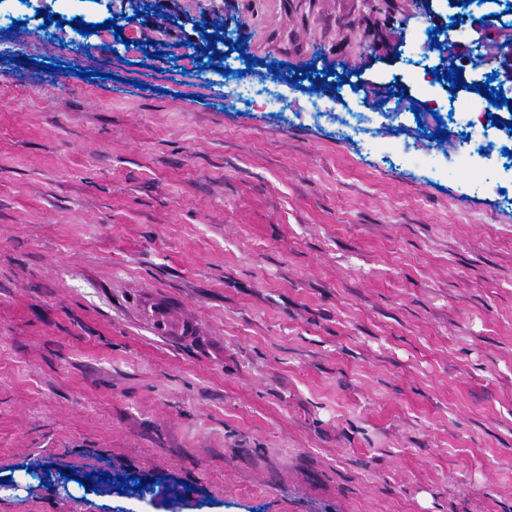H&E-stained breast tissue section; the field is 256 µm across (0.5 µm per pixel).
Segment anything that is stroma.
Listing matches in <instances>:
<instances>
[{"label": "stroma", "mask_w": 512, "mask_h": 512, "mask_svg": "<svg viewBox=\"0 0 512 512\" xmlns=\"http://www.w3.org/2000/svg\"><path fill=\"white\" fill-rule=\"evenodd\" d=\"M427 5L29 0L27 40L0 18V512H512V171L472 182L396 95L446 66ZM110 19L136 42L77 76V22ZM229 66L373 129L225 104ZM311 112L318 113L320 118L334 122L341 133L353 132L354 134L365 133V129L372 120L366 111L359 109H350L345 111H336L334 108L319 104L318 101L312 104Z\"/></svg>", "instance_id": "35a3bbf8"}]
</instances>
